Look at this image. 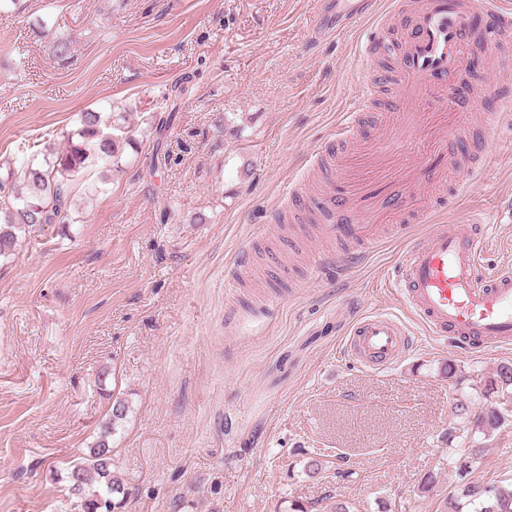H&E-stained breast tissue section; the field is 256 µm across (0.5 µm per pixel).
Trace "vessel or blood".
I'll use <instances>...</instances> for the list:
<instances>
[{"instance_id": "vessel-or-blood-1", "label": "vessel or blood", "mask_w": 512, "mask_h": 512, "mask_svg": "<svg viewBox=\"0 0 512 512\" xmlns=\"http://www.w3.org/2000/svg\"><path fill=\"white\" fill-rule=\"evenodd\" d=\"M379 11L380 0H327L312 36H340L359 22L371 21L361 51L376 58L390 40L378 20ZM405 18L400 53L366 76L354 107L342 114L332 140L319 152L316 164L323 191L311 196L293 189L282 217L312 226L320 241L341 242L335 262L346 267L382 239L380 225L367 223V216L382 210L400 214L394 231L407 243L389 278L413 315L430 334L453 336L465 353L479 345H507L512 343V267L492 274L482 268L489 218L472 214L469 230L459 229L435 208H409L402 196L388 191L377 171L388 154L403 148L417 131L418 101L436 98L444 118L458 111L455 80L466 67L465 52L473 40L512 64V0H421ZM388 87L396 94L381 105L400 113L402 124L398 135L384 140L371 126V113L379 105L378 92ZM511 102L512 84L504 82L481 83L475 99L489 127L503 121L502 107ZM487 152L486 143H474L464 134L440 147L438 156L420 157L418 165L436 184L449 169L480 172ZM408 216L419 224L418 232H410L404 222ZM415 345V337L399 320L374 314L356 323L343 350L359 366L377 370L396 365Z\"/></svg>"}]
</instances>
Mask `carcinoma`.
<instances>
[{"label": "carcinoma", "mask_w": 512, "mask_h": 512, "mask_svg": "<svg viewBox=\"0 0 512 512\" xmlns=\"http://www.w3.org/2000/svg\"><path fill=\"white\" fill-rule=\"evenodd\" d=\"M125 123L122 112L86 110L78 114L77 128L63 135L62 146H44L19 170L6 166V172L0 173V257L14 252L19 234L45 224L66 223L69 193L84 181L91 166L100 164L109 171L121 168L123 145L131 142ZM484 391L489 396H511L512 363L501 364L485 380ZM128 413V402L115 398L95 446L67 468L68 492L77 499L80 512H110L113 496L126 494L122 480L112 472L110 437ZM504 419L500 409L489 407L475 416L474 426L490 432ZM95 479L105 483L106 494L91 489ZM461 496L463 501L454 503L452 512H512V488L467 483Z\"/></svg>", "instance_id": "1"}]
</instances>
